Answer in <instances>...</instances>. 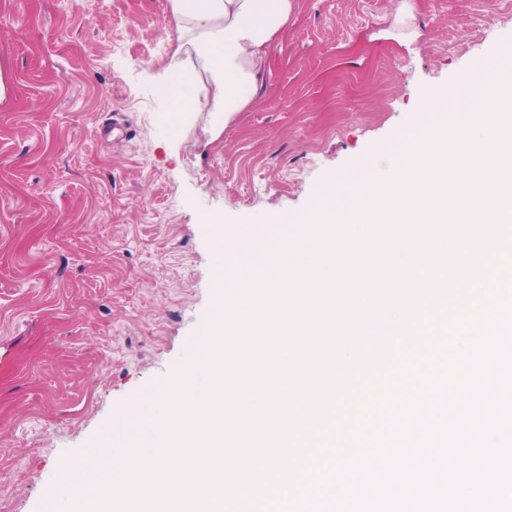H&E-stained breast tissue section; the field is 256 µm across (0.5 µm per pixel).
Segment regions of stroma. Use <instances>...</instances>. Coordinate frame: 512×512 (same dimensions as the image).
<instances>
[{"instance_id": "stroma-1", "label": "stroma", "mask_w": 512, "mask_h": 512, "mask_svg": "<svg viewBox=\"0 0 512 512\" xmlns=\"http://www.w3.org/2000/svg\"><path fill=\"white\" fill-rule=\"evenodd\" d=\"M229 122L206 76L177 132L160 88L195 60L168 0H0V512H49L63 467L147 413L205 340L216 244L282 235L342 175L444 116L512 49V0H297Z\"/></svg>"}]
</instances>
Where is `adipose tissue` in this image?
<instances>
[{
	"label": "adipose tissue",
	"instance_id": "obj_1",
	"mask_svg": "<svg viewBox=\"0 0 512 512\" xmlns=\"http://www.w3.org/2000/svg\"><path fill=\"white\" fill-rule=\"evenodd\" d=\"M172 15L194 31L197 67L213 109L232 118L262 90L265 67L296 11L297 0H169Z\"/></svg>",
	"mask_w": 512,
	"mask_h": 512
}]
</instances>
